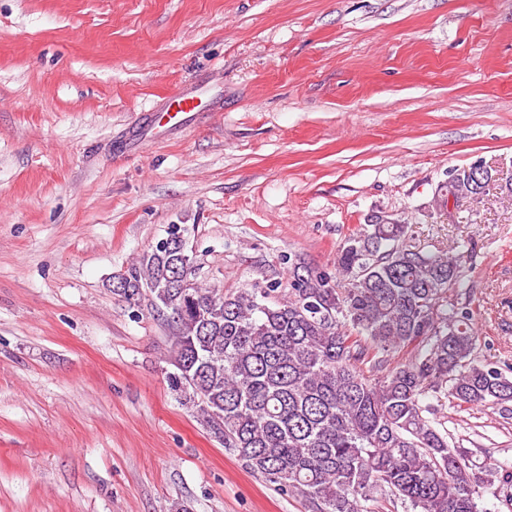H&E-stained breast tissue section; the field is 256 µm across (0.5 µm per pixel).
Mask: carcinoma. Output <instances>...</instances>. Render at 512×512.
Segmentation results:
<instances>
[{
    "label": "carcinoma",
    "mask_w": 512,
    "mask_h": 512,
    "mask_svg": "<svg viewBox=\"0 0 512 512\" xmlns=\"http://www.w3.org/2000/svg\"><path fill=\"white\" fill-rule=\"evenodd\" d=\"M474 166L448 171L440 207L503 188L500 170L476 179ZM182 232L170 225L113 291L135 304L148 296L166 317L171 388L252 473L302 496L308 512H361L379 495L412 512H482L480 485L512 487L509 465L477 476L430 404L512 402V377L477 360L475 313L460 292L465 250H414L409 225L377 216L345 239L336 272L297 263L288 297L273 300L274 284L179 289Z\"/></svg>",
    "instance_id": "obj_1"
}]
</instances>
